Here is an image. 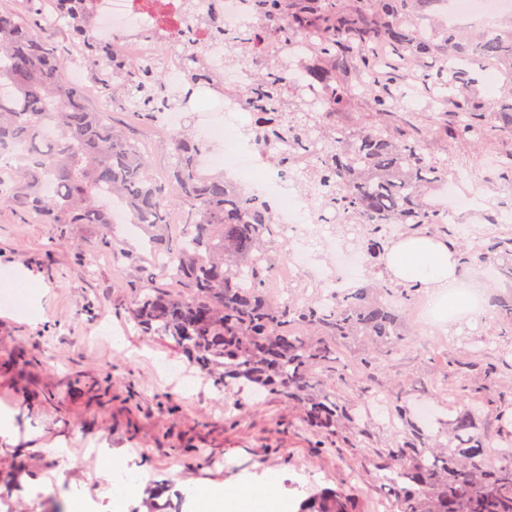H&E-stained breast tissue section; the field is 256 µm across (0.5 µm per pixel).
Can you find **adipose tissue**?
Here are the masks:
<instances>
[{
    "label": "adipose tissue",
    "instance_id": "ef3b65f1",
    "mask_svg": "<svg viewBox=\"0 0 512 512\" xmlns=\"http://www.w3.org/2000/svg\"><path fill=\"white\" fill-rule=\"evenodd\" d=\"M387 263L396 277L447 290L460 299L483 293L479 279H462L452 250L440 241L408 239L391 249ZM197 499L200 512H288V504L272 480L260 487L236 486L222 491L202 486Z\"/></svg>",
    "mask_w": 512,
    "mask_h": 512
}]
</instances>
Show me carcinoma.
I'll return each instance as SVG.
<instances>
[{
  "mask_svg": "<svg viewBox=\"0 0 512 512\" xmlns=\"http://www.w3.org/2000/svg\"><path fill=\"white\" fill-rule=\"evenodd\" d=\"M444 0H254L262 29L243 38L224 37L228 58L244 57L255 67L249 104L258 112L263 139L301 143L311 130L324 131V173L311 184L325 204L350 214L363 226L355 245L369 258L368 269L384 270L391 240L388 224H401L405 236L423 235L458 244L462 269L490 262L512 282V232L497 233L476 246L463 242L457 225L440 221L425 201L430 188L448 179V163L426 157L429 139L512 143V16L468 30L440 21ZM66 12L67 37L80 39L94 81L114 99H133L137 114L152 120L149 105L164 92V73L122 67L107 48L89 35L87 0H59ZM432 21L431 33L419 21ZM269 37L306 38L317 63L311 82L328 88L322 113L309 112L283 72L259 58ZM58 34L41 30L35 18L0 8V150L20 148L19 164L0 166V204L24 219L56 226L67 238L76 224H97L109 235L111 213L99 198L116 196L130 222L154 231L151 250L163 265L146 288L134 286L131 320L145 331L171 341L200 371L234 381L242 392L268 391L300 407L305 427L331 440L354 443L367 438L355 404L345 403L324 386L321 371L336 367V346L362 336L376 344L401 347L411 340L403 324L404 307L422 284L402 286L368 277L336 305L313 300H278L267 295L271 273L267 245L271 214L217 175L199 178L196 154L203 136L185 127L172 140L174 163L165 176L150 173V158L130 142L106 113L88 103L65 79L69 58L58 49ZM499 64L508 89L491 106L472 88L485 64ZM418 68L422 94L442 98L445 111L435 126L422 113L401 104L398 86L406 71ZM373 74L367 92L374 122L340 131L334 117L347 104L353 81ZM51 181L54 193L44 192ZM186 218L176 237L169 235L175 203ZM246 274L250 287L238 278ZM495 335L512 345V297L493 296ZM504 361L485 365L469 352L448 365L455 414L448 428L419 425L407 398L392 396L394 417L408 437L378 452L374 468L385 474L394 495L393 512H512V430L499 426L489 436L480 416L503 418L512 396L498 385ZM345 387L362 397L373 387L367 362L356 377L339 373ZM301 512H359L357 501L340 489H324L302 504Z\"/></svg>",
  "mask_w": 512,
  "mask_h": 512,
  "instance_id": "obj_1",
  "label": "carcinoma"
}]
</instances>
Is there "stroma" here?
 <instances>
[{
	"mask_svg": "<svg viewBox=\"0 0 512 512\" xmlns=\"http://www.w3.org/2000/svg\"><path fill=\"white\" fill-rule=\"evenodd\" d=\"M134 109L120 99L109 118L149 142L153 169L163 173L173 161L171 147L155 142L153 127L137 124ZM428 151L447 161L449 173L478 170L477 186L512 204V186L482 167L496 146L436 136ZM111 234L108 247L100 229L81 224L64 240L54 225L23 221L0 205V295L19 297L14 307L0 303V412H8L17 438L13 445L0 442V496L13 512H51L55 502L75 498L95 504L97 512H113L111 498L99 496L90 481L108 454L139 476L123 512H153L160 487H258L273 475L292 512L325 488L349 491L365 510L382 498V479L370 461L374 449L401 440L403 428L375 420L366 446L332 442L321 448L297 405L283 397L253 401L213 378L188 391L162 376L156 357L175 369L189 362L168 339L146 335L128 318L130 286L148 265L147 238L118 225ZM17 267L31 271V279H16ZM31 310L39 313L34 325L25 320ZM493 320L489 314L442 328L430 348L419 335L398 349L358 339L338 346V360L349 367L370 359L378 388L364 404L389 403L403 387L410 398L429 399L445 420L453 415L447 363L471 348V330L488 332ZM51 445L67 449L75 467L61 469L45 452ZM41 477L47 486L34 487Z\"/></svg>",
	"mask_w": 512,
	"mask_h": 512,
	"instance_id": "obj_1",
	"label": "stroma"
}]
</instances>
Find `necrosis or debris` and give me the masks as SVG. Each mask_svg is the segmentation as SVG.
Wrapping results in <instances>:
<instances>
[{
  "mask_svg": "<svg viewBox=\"0 0 512 512\" xmlns=\"http://www.w3.org/2000/svg\"><path fill=\"white\" fill-rule=\"evenodd\" d=\"M87 4L96 18L94 37L115 58L143 67L163 63L168 95L155 105V123L164 137L185 124L195 126L207 142L197 159L199 175L223 174L226 182L265 201L273 214L274 231L293 241L287 256L273 265V282L292 286L299 277H306L321 303L334 305L347 293L353 274L365 260L331 230L332 225L345 223L344 214L311 204L305 190L322 151L284 139L267 146L256 142L251 131L253 115L244 95L253 83L254 70L246 64H229L224 44L213 41L208 27L199 22L206 16L228 33L252 31L260 23L252 0H222L217 13L212 0H157L153 5L146 0H87ZM160 31L171 37L168 49L158 43ZM198 54L204 58L208 76L195 84L190 96H182L184 74ZM260 55L265 63L284 70L308 110H323L326 88L306 79L311 57L308 40L271 38L263 42ZM473 178L472 172L463 171L437 185L432 209L440 215L475 213L474 196L459 191Z\"/></svg>",
  "mask_w": 512,
  "mask_h": 512,
  "instance_id": "1",
  "label": "necrosis or debris"
}]
</instances>
